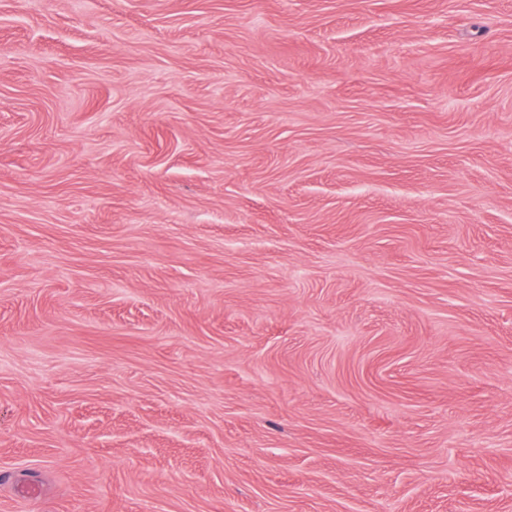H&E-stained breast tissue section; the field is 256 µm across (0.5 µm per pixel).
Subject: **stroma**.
<instances>
[{"label":"stroma","mask_w":512,"mask_h":512,"mask_svg":"<svg viewBox=\"0 0 512 512\" xmlns=\"http://www.w3.org/2000/svg\"><path fill=\"white\" fill-rule=\"evenodd\" d=\"M1 471L512 512V0H0Z\"/></svg>","instance_id":"obj_1"}]
</instances>
